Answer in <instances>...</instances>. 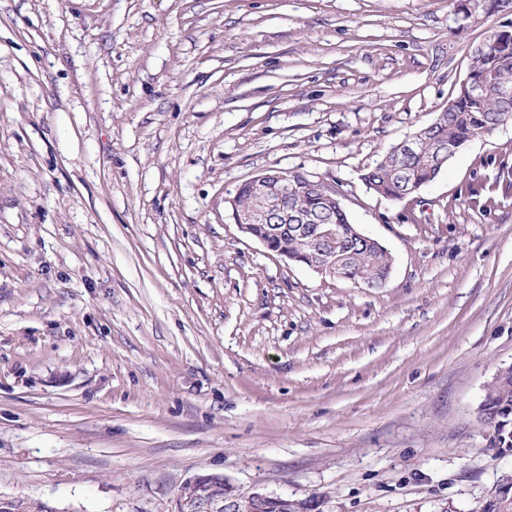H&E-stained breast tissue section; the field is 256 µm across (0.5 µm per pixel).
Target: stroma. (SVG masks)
<instances>
[{
    "mask_svg": "<svg viewBox=\"0 0 512 512\" xmlns=\"http://www.w3.org/2000/svg\"><path fill=\"white\" fill-rule=\"evenodd\" d=\"M512 14L457 0H0V494L172 512L189 479L315 512H471L512 476V124L399 202L362 175ZM334 186L393 258L288 264L228 204ZM503 371L499 370L488 386L483 402L490 448L512 452V372L497 378Z\"/></svg>",
    "mask_w": 512,
    "mask_h": 512,
    "instance_id": "35a3bbf8",
    "label": "stroma"
}]
</instances>
